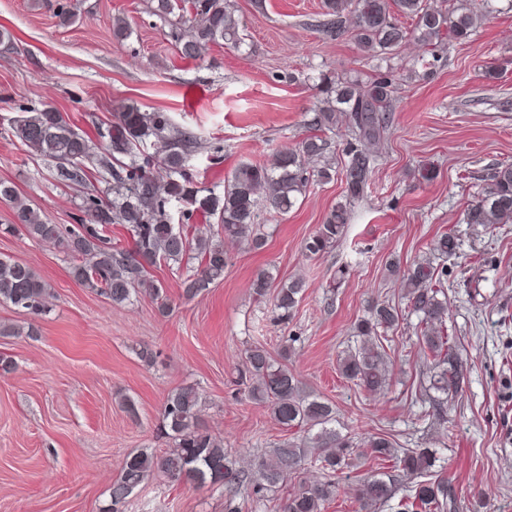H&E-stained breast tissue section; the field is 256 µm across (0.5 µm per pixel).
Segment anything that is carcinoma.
<instances>
[{
    "instance_id": "1",
    "label": "carcinoma",
    "mask_w": 512,
    "mask_h": 512,
    "mask_svg": "<svg viewBox=\"0 0 512 512\" xmlns=\"http://www.w3.org/2000/svg\"><path fill=\"white\" fill-rule=\"evenodd\" d=\"M447 0H324L326 15L322 26L331 36L351 35L369 55H397L407 31L393 17L398 13L416 21L415 30L423 42L464 41L481 24L483 16L459 2ZM159 15L177 14L179 26L176 47L183 58L194 59L210 44L233 47L242 44L239 25L230 0H156ZM320 92L330 103L306 121L309 135L295 147L275 154L270 164L242 163L227 180L221 195L204 193L187 171L194 140L174 130L163 112H143L125 105L115 114L99 145L77 131L68 117L53 108L24 109L11 125V134L22 145L55 162L53 178L64 184L83 185L89 174L86 162L100 150L101 164L109 172L112 202L95 195L84 200L85 219L63 228L46 224L13 187L0 183V197L12 204L15 223L0 227L1 233L24 232L28 237L59 244L75 259L71 274L83 286L116 305L130 303L139 296L156 303L160 314L170 306L163 287L149 277L151 268L165 262L179 264L189 254L199 259L198 267L186 275L183 295L192 299L224 280L228 264L224 245L238 242L259 249L264 244L260 225L255 223L257 201L265 199L270 208L285 215L306 192L311 172L307 164L322 163L316 170L329 178L332 163L325 157V132L344 119L358 145L347 151L342 168L346 183L345 202L337 204L304 245L307 256L326 253L346 234L349 206L363 197L387 128L385 120L396 93L391 75H380L367 82L354 79L322 78ZM156 148L149 155L145 145ZM175 204L186 211H198L216 221L205 234H194L183 224L172 223ZM468 224L512 223V164L493 168L482 192L464 210ZM111 224H124L130 234V248L112 243L107 234ZM454 237L443 234L434 246L441 262L417 261L403 270V299L409 313L419 319L421 353L432 359L429 389L435 410L444 405L441 396L458 392L461 372L454 364L448 346V267L443 260L456 253ZM273 277L260 270L253 280V293L259 299L270 291ZM303 281L292 280L276 289L274 305L279 319L287 321L297 307ZM51 295L49 285L29 266L0 257V303L25 309L35 315L46 311ZM402 319V309L376 301L368 316L355 326L360 344L339 359L342 375L364 390L376 393L390 386V371L384 341ZM251 375L249 397L264 403L282 427H298L305 440L289 442L270 450L259 464L251 483V512H260L267 495L292 481L288 495L275 505V512H322L324 504L336 495L331 475L346 464L347 457L367 449L375 458L393 462V468L406 478H417L413 504L426 512H445L451 500L448 485L440 480H420L434 460L426 448H397L381 436H369L355 446L336 430L333 407L318 397L306 395L288 365L280 363L264 348L254 346L245 354ZM202 397L197 388L186 386L170 392L162 406V423L172 448L158 453L146 448L127 454L108 490V504L101 512H125L129 488L141 487L149 479L163 477L196 487L224 486V512H242L237 502L247 475L224 441L217 439L200 423ZM313 457L326 471L322 481L309 483L301 478L302 465ZM398 479L389 475H366L358 480L355 497L361 508H377L397 491Z\"/></svg>"
}]
</instances>
